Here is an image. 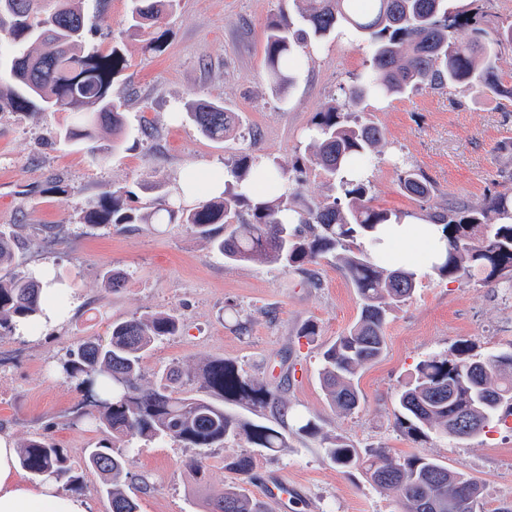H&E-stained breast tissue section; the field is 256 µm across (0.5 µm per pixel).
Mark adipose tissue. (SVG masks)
I'll list each match as a JSON object with an SVG mask.
<instances>
[{"label": "adipose tissue", "instance_id": "ef3b65f1", "mask_svg": "<svg viewBox=\"0 0 512 512\" xmlns=\"http://www.w3.org/2000/svg\"><path fill=\"white\" fill-rule=\"evenodd\" d=\"M440 236L433 222L406 214L386 227L382 245L394 262L408 265L417 252L423 260H431ZM91 508L89 498L63 492L49 478H23L12 437L0 433V512H91Z\"/></svg>", "mask_w": 512, "mask_h": 512}]
</instances>
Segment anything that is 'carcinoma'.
Segmentation results:
<instances>
[{"instance_id":"cac0c4a2","label":"carcinoma","mask_w":512,"mask_h":512,"mask_svg":"<svg viewBox=\"0 0 512 512\" xmlns=\"http://www.w3.org/2000/svg\"><path fill=\"white\" fill-rule=\"evenodd\" d=\"M38 0H0V34L14 47L0 71V111L71 112L70 125L58 140L88 144L104 163L120 149L124 117L112 99V87L126 67L122 48L104 53L82 49L85 17L81 0H56L43 13ZM298 17L270 23L265 44L266 79L270 90L284 95L301 78L308 46L347 29L368 42L367 71L345 90L341 104L316 113L308 138L312 160L326 178L338 184L339 195H328L315 207L294 208L303 184V168H291L262 155L236 159L224 192L193 208H176L165 197L149 212L127 203L130 192L101 193L83 211L91 227L126 229L133 224L163 222L188 225L226 263L264 262L299 272L326 256L348 276L359 301V315L347 332L322 353L321 388L329 406L349 414L361 403L360 371L386 349L384 327L392 311L413 295L416 274L404 268L385 269L364 247L390 223L392 213L370 204L363 178L351 176L353 164L377 150L383 131L357 111L368 97H392L417 88H451L511 97L497 71L499 52L512 48V23L489 33L472 29L459 40L454 30L461 17L448 14V0H295ZM176 0H132L127 31L149 35L145 49L161 53L164 16ZM188 114L207 138L222 142L238 130L236 113L218 101L193 102ZM112 133V145L95 146L101 132ZM404 192L419 199L434 187L417 169L400 163ZM270 171L286 181L275 199L253 198L242 182ZM442 227L445 254L432 265L434 273L461 283L512 288V186L492 194L481 205L450 202L434 216ZM26 243L13 227H0V268L17 260ZM41 285L32 276L0 278V336H13L18 323L34 327L41 316ZM180 330L179 318L166 311L145 313L112 324L110 336L89 338L69 352L62 375L75 382L92 409L82 413L104 434L88 449L85 465L106 475L104 492L112 512H137L126 491L134 478L125 457L115 449L135 440L169 438L185 448H211L243 435L255 448L286 447L290 407L279 391L247 378L237 364L215 359L200 362L205 388L223 401L269 407L281 429L243 422L206 398L181 395L171 382L183 376L173 366L154 384L142 383L141 360L154 343ZM400 428L415 436L470 438L492 423L512 417V348L495 354H475L464 341L454 358L434 356L421 361L399 398ZM470 418L471 430L452 427L459 416ZM329 460L343 471L360 472L384 493L398 496L399 512H484L483 488L467 473L450 469L422 455L394 456L382 447L359 450L337 437L325 448ZM22 469L46 476L69 490H82L67 449L51 439L30 437L18 446ZM224 467L246 480L252 457L225 458ZM206 512H272L269 502L252 496L241 484L205 501Z\"/></svg>"}]
</instances>
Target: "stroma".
<instances>
[{
	"mask_svg": "<svg viewBox=\"0 0 512 512\" xmlns=\"http://www.w3.org/2000/svg\"><path fill=\"white\" fill-rule=\"evenodd\" d=\"M82 7L85 48L106 52L117 44L128 60L112 88L125 114L124 144L101 164L87 146L57 139L70 113L0 112V226H17L28 244L12 271L28 275L50 267L80 301L43 341L0 337V432L17 441L44 435L62 444L93 512H111L101 473L84 464L102 433L79 421L84 396L57 368L86 338L108 337L113 322L170 310L180 331L144 356L146 383L178 365L190 374L184 391L201 395L198 362L230 359L251 378L279 387L292 414L316 421L320 434L289 433L286 447L272 451L250 447L242 437L215 448H184L169 439L134 442L126 450L129 469L146 478L130 488L139 512H204L206 499L235 481L224 460L240 453L253 459L249 489L255 497L265 498L267 485L279 477L294 486V499L274 512H398L395 495L336 469L325 453L327 439L336 436L360 449L419 454L468 473L483 485L486 512L512 503L511 428L459 439L410 436L396 424L399 393L421 360L451 355L461 340L483 354L512 347V288L451 282L414 265L415 292L391 315L383 356L360 373L361 405L341 414L327 404L318 372L323 350L352 325L358 304L331 258L315 265L314 287L278 265L226 264L185 224L118 232L81 222L85 206L103 191H132L131 206L149 211L159 193L174 196L186 166L201 163L219 172L244 153L299 164V208L334 194L335 185L309 161L306 131L315 113L365 70L367 43L347 31L322 41L301 79L280 98L267 86L264 48L269 24L295 17L294 0H179L162 25L167 48L160 54L127 35L130 0H83ZM448 9L478 14L489 31L512 22V0H448ZM215 100L240 120L236 135L221 142L202 136L186 111L187 102ZM361 110L385 133L364 166L375 207L432 216L452 199L482 204L512 176V100L424 88L367 100ZM398 158L433 184L430 200L401 190L393 166ZM57 182L66 193L52 192ZM112 271L125 279L117 292L103 280ZM307 325L315 334L301 337ZM194 457L205 467L200 484L186 466Z\"/></svg>",
	"mask_w": 512,
	"mask_h": 512,
	"instance_id": "1",
	"label": "stroma"
}]
</instances>
